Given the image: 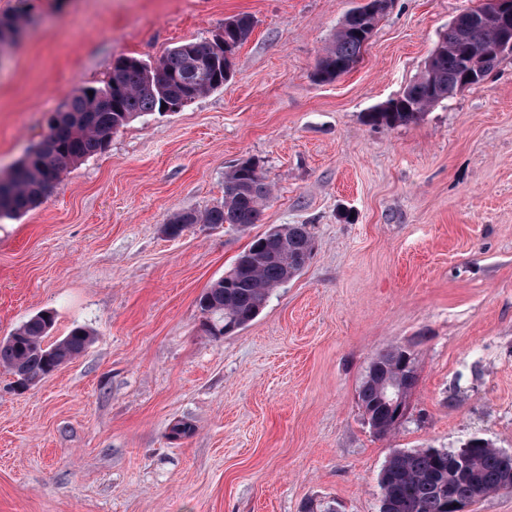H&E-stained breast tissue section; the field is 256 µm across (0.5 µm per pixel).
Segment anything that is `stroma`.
<instances>
[{
	"label": "stroma",
	"mask_w": 512,
	"mask_h": 512,
	"mask_svg": "<svg viewBox=\"0 0 512 512\" xmlns=\"http://www.w3.org/2000/svg\"><path fill=\"white\" fill-rule=\"evenodd\" d=\"M478 3L393 0L362 60L323 83L357 0H0L31 17L0 59V174L118 56L153 63L255 20L223 88L131 122L0 218V340L43 310L47 343L92 335L28 388L0 367V512H379L394 449L479 436L512 452V54L414 122L366 119ZM250 158L273 189L257 224L163 234ZM280 224L307 226L311 260L252 322L208 336L200 295ZM392 345L418 383L379 437L357 391ZM180 422L190 437L171 436Z\"/></svg>",
	"instance_id": "stroma-1"
}]
</instances>
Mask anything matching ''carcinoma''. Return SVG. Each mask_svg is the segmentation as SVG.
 Listing matches in <instances>:
<instances>
[{"label": "carcinoma", "mask_w": 512, "mask_h": 512, "mask_svg": "<svg viewBox=\"0 0 512 512\" xmlns=\"http://www.w3.org/2000/svg\"><path fill=\"white\" fill-rule=\"evenodd\" d=\"M378 21L375 16L348 12L318 61L315 79L330 82L349 72L362 55L363 35L372 34ZM27 23L23 12L1 15L0 42H18ZM253 29L252 17L240 14L228 39L239 47ZM497 37L493 28L479 27L466 43L486 45ZM466 43L455 27L448 26L439 38L431 68L386 102L389 111H382L379 105L368 112L369 121L389 128L402 125L457 95L469 70ZM202 47L199 42H185L154 63L121 56L112 63L103 85L76 88L66 110L50 119L43 139L8 174L0 175V217H19L38 206L64 174L75 164L105 152L112 134L130 122L163 113L164 103L192 102L223 87L224 51L205 55ZM271 195V184L259 163L243 161L224 175V202L203 213L173 215L167 222L170 235L178 237L194 224L246 229L257 223ZM284 248L295 260L311 254L313 242L307 226L274 227L250 243L237 257L234 268L200 296L198 308L205 332L215 335L212 327L218 324L235 331L260 314L272 292L287 282L288 267L279 257ZM54 321V313L45 310L19 325L0 341V365L35 381L79 356L91 334L76 327L47 345L44 339ZM372 364L374 375L363 380L358 401L369 421L394 427L398 420L391 409V397L409 400L418 383L417 370L403 366V352L397 346L380 351ZM470 442L463 459L450 449L394 450L379 475L380 512H453L454 503L467 505L492 492L511 491L512 459H505L502 450L481 437L474 436Z\"/></svg>", "instance_id": "carcinoma-1"}]
</instances>
